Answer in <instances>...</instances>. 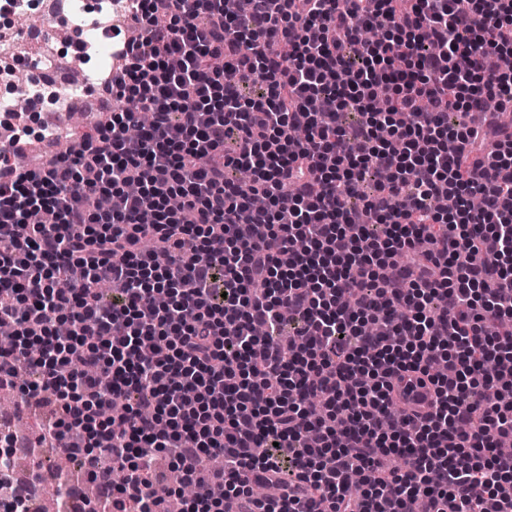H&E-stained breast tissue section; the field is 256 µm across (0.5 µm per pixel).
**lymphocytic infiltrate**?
Segmentation results:
<instances>
[{"instance_id": "lymphocytic-infiltrate-1", "label": "lymphocytic infiltrate", "mask_w": 512, "mask_h": 512, "mask_svg": "<svg viewBox=\"0 0 512 512\" xmlns=\"http://www.w3.org/2000/svg\"><path fill=\"white\" fill-rule=\"evenodd\" d=\"M126 12L140 33L104 83L124 108L0 182V390L29 373L18 408L50 407L89 512H166L159 452L187 483L224 458L225 495L179 512H512V0ZM452 111L479 118L452 134ZM409 372L433 388L410 426Z\"/></svg>"}]
</instances>
